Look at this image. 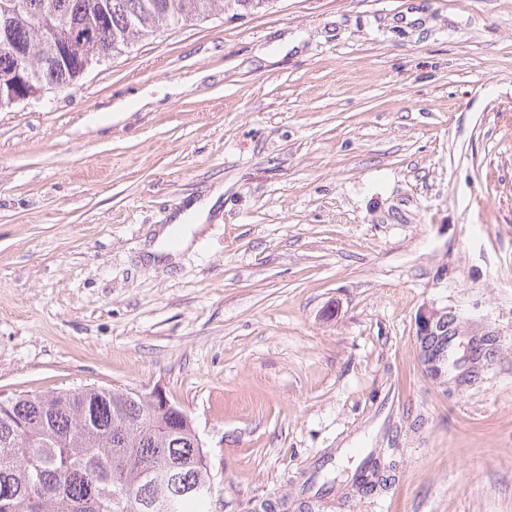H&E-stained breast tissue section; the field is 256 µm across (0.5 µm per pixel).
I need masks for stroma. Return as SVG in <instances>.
<instances>
[{
  "label": "stroma",
  "mask_w": 512,
  "mask_h": 512,
  "mask_svg": "<svg viewBox=\"0 0 512 512\" xmlns=\"http://www.w3.org/2000/svg\"><path fill=\"white\" fill-rule=\"evenodd\" d=\"M83 385L189 414L203 512H512V0H275L0 111V396ZM365 448L387 489L323 487ZM224 193V185H216L210 195L202 201L192 202L184 212L173 218V224H185L187 220H197L195 225L202 224L208 217L210 209L219 195ZM169 232L170 226L161 229L157 234L155 243L147 248L146 258H148L151 263H157L158 261L164 263L165 260L167 263L178 261V252L190 245L192 234L189 228L184 229L180 246L176 249H172L168 246ZM416 334L421 336L423 342L422 352L428 372L431 378L437 384L445 383V377H448V369L444 372L441 364L444 357L447 356L448 368L453 366L454 360L449 350L448 340L445 345L438 344V336H455L457 334L456 319L453 315L448 316L447 308H438L434 305H424L418 312L416 320ZM453 330L451 333L448 329ZM454 333V334H453ZM451 334V335H450Z\"/></svg>",
  "instance_id": "35a3bbf8"
}]
</instances>
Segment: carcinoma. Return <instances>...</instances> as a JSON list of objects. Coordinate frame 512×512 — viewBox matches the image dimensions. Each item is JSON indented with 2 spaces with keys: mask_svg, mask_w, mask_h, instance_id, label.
Masks as SVG:
<instances>
[{
  "mask_svg": "<svg viewBox=\"0 0 512 512\" xmlns=\"http://www.w3.org/2000/svg\"><path fill=\"white\" fill-rule=\"evenodd\" d=\"M233 4L266 9L273 0H0V110L13 106L17 72L44 88H69L82 65L106 62L161 29L216 15ZM89 31L71 39L73 27ZM17 44L24 57L6 53ZM179 464L193 483H211L206 452L190 422L152 408L127 389L80 387L19 394L0 404V512H196L206 497H173L159 476ZM396 463L370 451L349 487L387 488Z\"/></svg>",
  "mask_w": 512,
  "mask_h": 512,
  "instance_id": "carcinoma-1",
  "label": "carcinoma"
}]
</instances>
